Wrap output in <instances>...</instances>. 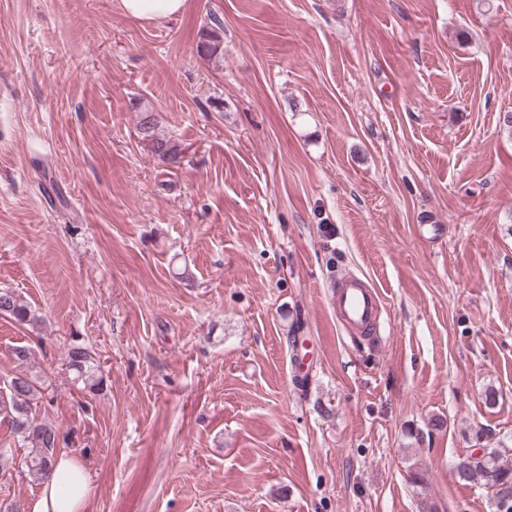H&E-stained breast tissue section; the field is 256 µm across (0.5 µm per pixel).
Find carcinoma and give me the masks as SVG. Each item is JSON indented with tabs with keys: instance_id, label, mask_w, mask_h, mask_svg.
Wrapping results in <instances>:
<instances>
[{
	"instance_id": "cac0c4a2",
	"label": "carcinoma",
	"mask_w": 512,
	"mask_h": 512,
	"mask_svg": "<svg viewBox=\"0 0 512 512\" xmlns=\"http://www.w3.org/2000/svg\"><path fill=\"white\" fill-rule=\"evenodd\" d=\"M224 27L218 19L203 29L197 43V52L209 59L219 60ZM158 121L149 110L141 112L140 133L149 139L158 157L171 163L179 159L177 147L171 141L159 138L155 128ZM0 317L8 318L22 326L35 327L42 318L35 313L24 297L8 289H0ZM67 370L73 385L82 391L94 392L102 389L104 377L100 360L88 347L73 342L66 351ZM43 383L39 376L27 370L0 378V422L10 426L17 444L28 449L24 464L28 474L36 481L47 479L53 470L55 456L60 443L58 427L37 419L34 406L42 398ZM459 479L480 485L488 491L506 487L512 490V455L498 449L488 448L485 459L472 466Z\"/></svg>"
}]
</instances>
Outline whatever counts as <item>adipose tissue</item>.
I'll use <instances>...</instances> for the list:
<instances>
[{"label": "adipose tissue", "instance_id": "1", "mask_svg": "<svg viewBox=\"0 0 512 512\" xmlns=\"http://www.w3.org/2000/svg\"><path fill=\"white\" fill-rule=\"evenodd\" d=\"M91 483L92 474L80 459L58 453L51 476L25 508L27 512H83Z\"/></svg>", "mask_w": 512, "mask_h": 512}]
</instances>
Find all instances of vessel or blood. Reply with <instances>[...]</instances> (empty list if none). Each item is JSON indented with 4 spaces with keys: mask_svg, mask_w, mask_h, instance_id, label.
<instances>
[{
    "mask_svg": "<svg viewBox=\"0 0 512 512\" xmlns=\"http://www.w3.org/2000/svg\"><path fill=\"white\" fill-rule=\"evenodd\" d=\"M331 305L345 328L366 335L374 327L382 301L375 287L358 278L344 276L336 283Z\"/></svg>",
    "mask_w": 512,
    "mask_h": 512,
    "instance_id": "b4317fda",
    "label": "vessel or blood"
}]
</instances>
